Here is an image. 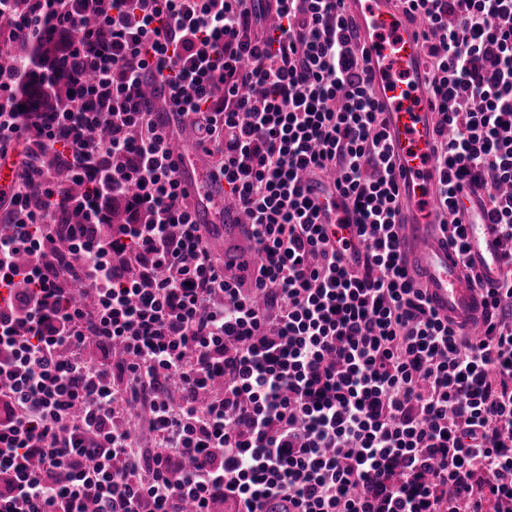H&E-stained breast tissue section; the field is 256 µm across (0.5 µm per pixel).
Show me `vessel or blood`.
Returning a JSON list of instances; mask_svg holds the SVG:
<instances>
[{"label": "vessel or blood", "mask_w": 512, "mask_h": 512, "mask_svg": "<svg viewBox=\"0 0 512 512\" xmlns=\"http://www.w3.org/2000/svg\"><path fill=\"white\" fill-rule=\"evenodd\" d=\"M344 11L358 27L375 98L384 106L401 196L398 238L404 263L427 288L439 314L448 316L465 334L475 335L483 328V305L469 276L478 274L488 285L496 281L502 267V240L482 217L486 194L481 190L466 196L468 263H461L441 231L436 194L437 116L426 84L421 24L407 18L400 0H344ZM179 173L196 222L204 225L225 270H237L246 258L250 225L227 204L223 180L213 178L200 165L182 166Z\"/></svg>", "instance_id": "obj_1"}]
</instances>
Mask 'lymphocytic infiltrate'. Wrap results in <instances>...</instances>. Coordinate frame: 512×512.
Returning a JSON list of instances; mask_svg holds the SVG:
<instances>
[{
	"mask_svg": "<svg viewBox=\"0 0 512 512\" xmlns=\"http://www.w3.org/2000/svg\"><path fill=\"white\" fill-rule=\"evenodd\" d=\"M402 2L424 22L442 230L467 253L468 184L512 245V0ZM342 4L0 0V34L48 21L78 57L48 120L10 106L0 57V155L64 147L95 216L56 224L68 197L33 199L18 168L0 233V512L512 502V249L470 340L402 261L383 112ZM149 79L252 227L243 275L193 219ZM338 205L347 238L325 229Z\"/></svg>",
	"mask_w": 512,
	"mask_h": 512,
	"instance_id": "f902f5d3",
	"label": "lymphocytic infiltrate"
}]
</instances>
